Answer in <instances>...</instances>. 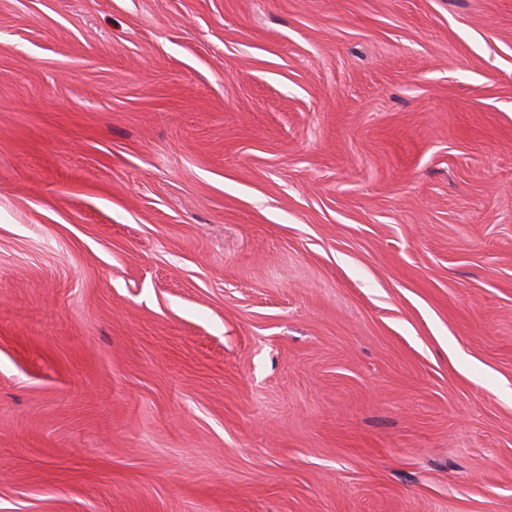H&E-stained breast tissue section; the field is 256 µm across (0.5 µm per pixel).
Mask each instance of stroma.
<instances>
[{"label": "stroma", "mask_w": 512, "mask_h": 512, "mask_svg": "<svg viewBox=\"0 0 512 512\" xmlns=\"http://www.w3.org/2000/svg\"><path fill=\"white\" fill-rule=\"evenodd\" d=\"M0 512H512V0H0Z\"/></svg>", "instance_id": "1"}]
</instances>
